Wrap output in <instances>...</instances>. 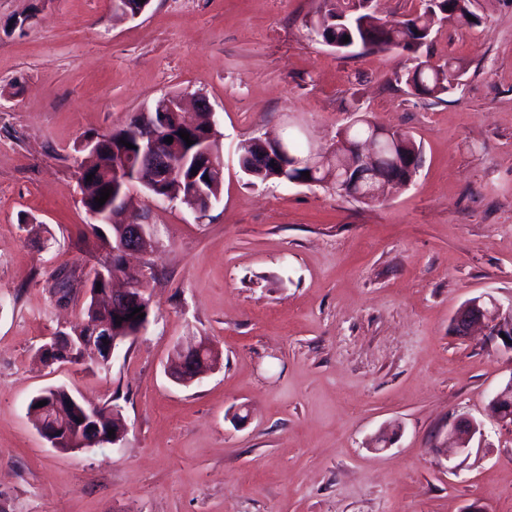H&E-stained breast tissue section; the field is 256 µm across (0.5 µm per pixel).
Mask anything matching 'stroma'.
Masks as SVG:
<instances>
[{
  "label": "stroma",
  "mask_w": 512,
  "mask_h": 512,
  "mask_svg": "<svg viewBox=\"0 0 512 512\" xmlns=\"http://www.w3.org/2000/svg\"><path fill=\"white\" fill-rule=\"evenodd\" d=\"M321 5L0 0V512H512V430L489 409L512 353L452 332L472 298L512 306V0L436 22L421 55L467 63L438 101L405 85L411 53L327 46ZM167 94L212 105L220 198L200 215L133 186L161 242L145 329L107 367L44 363L105 258L81 146ZM357 114L420 144L410 184L363 203L239 168L243 140L326 153ZM202 340L216 367L175 383L176 348ZM58 386L118 410L122 440L47 443L28 404ZM463 417L483 445L453 471L436 449Z\"/></svg>",
  "instance_id": "1"
}]
</instances>
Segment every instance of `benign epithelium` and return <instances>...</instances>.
Here are the masks:
<instances>
[{"label":"benign epithelium","mask_w":512,"mask_h":512,"mask_svg":"<svg viewBox=\"0 0 512 512\" xmlns=\"http://www.w3.org/2000/svg\"><path fill=\"white\" fill-rule=\"evenodd\" d=\"M151 0H144L140 8H135L130 0H113L114 12L127 17L140 16L150 5ZM186 111L183 99L176 95H166L155 101L151 106L133 115L127 130L133 132L137 139V147L128 154H122L114 163L113 173L125 189L112 194V212L120 213L123 220L120 233L112 243V256L127 257L130 253L148 254L157 246L158 241L153 234V225L144 222L140 214L129 210L128 187L134 183H144V173H149L153 186L161 187L173 181L178 183V193L181 202H193L192 210L206 213L215 202V198L207 196L202 182L197 177L182 179V168L177 159L183 154L181 138L176 131L184 127H195L197 123L183 120ZM173 137L172 143L165 138ZM395 134L376 124L372 125V136L365 142H351L347 138L346 129H341L336 137V145L328 154L313 150L301 165L308 168L309 175L316 176L324 172L336 177L343 172L342 181L337 183L339 189L348 188L358 198H368L378 194L385 184H397L406 179V173L413 169L415 162L403 156H395L388 165L377 162L378 151L385 147L393 148ZM261 162L277 163L280 159L289 158L288 147L281 139L264 140V150L259 153ZM194 166L198 171H213L218 168L215 155L210 149L203 148L197 154ZM127 288L114 291L108 287L102 295L108 297L107 304L112 312L119 313L126 308L137 305L142 310H149L145 297V289L141 284L145 280L144 270L126 267ZM103 341L100 347L108 357H113L118 349L127 341L123 336L111 335L109 324L101 327ZM453 330L458 336H469L476 330L486 332L489 340H502L504 349L512 352V307L505 311L494 301H485L477 297L467 301L456 312L453 318ZM73 346L72 338L59 334L44 344L40 353L48 354L46 361L57 362L50 354L67 353ZM214 353L208 343L201 341L196 346L179 350V358L171 377L176 381L190 380L212 366ZM490 408L497 419L508 429H512V374L491 396ZM83 423L93 422L88 435L81 438L86 448H92L104 443L117 444L124 436V426L118 414L100 412L98 408H82L77 413ZM64 421L56 418L55 414L46 407L41 411L39 432L41 436L57 447L58 435L63 431ZM115 429L113 436H108V430ZM481 429L477 423L468 419L456 421L450 435L454 440L458 454L470 456L471 443Z\"/></svg>","instance_id":"7a95c632"}]
</instances>
